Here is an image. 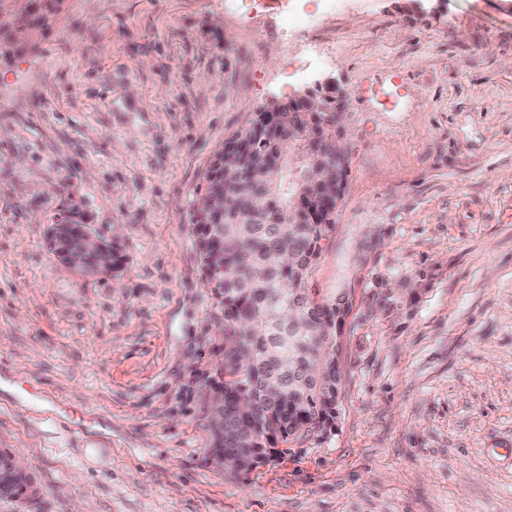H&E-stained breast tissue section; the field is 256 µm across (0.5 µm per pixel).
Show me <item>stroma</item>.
<instances>
[{
    "label": "stroma",
    "instance_id": "obj_1",
    "mask_svg": "<svg viewBox=\"0 0 512 512\" xmlns=\"http://www.w3.org/2000/svg\"><path fill=\"white\" fill-rule=\"evenodd\" d=\"M60 0L0 21V512H512V0ZM262 28L253 38L250 27ZM333 62L285 78L308 43ZM335 81L349 173L313 268L347 295L334 426L215 464L224 311L190 210L269 100ZM69 203L124 259L46 246ZM337 1L338 0H323V8L320 11L314 12H307L304 10L303 6L298 3L295 5L292 13L295 20L308 31L322 25L325 17L336 8ZM11 457L7 452H0V497L29 498L35 492V480L26 472L20 474L9 471Z\"/></svg>",
    "mask_w": 512,
    "mask_h": 512
}]
</instances>
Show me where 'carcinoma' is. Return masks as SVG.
Segmentation results:
<instances>
[{"mask_svg": "<svg viewBox=\"0 0 512 512\" xmlns=\"http://www.w3.org/2000/svg\"><path fill=\"white\" fill-rule=\"evenodd\" d=\"M58 0H0V16L22 28L47 20ZM288 153L278 162L276 145ZM228 148L240 165L224 172V151L204 174L202 198L224 200L220 213L192 211L206 286L224 307V430L212 432L219 449L243 460L241 470L273 450L277 437L321 428L336 417L338 327L350 309L347 295L321 302L309 288L313 265L335 226L293 206L298 193L319 199L317 169L346 163L336 153V112H306L293 102L271 113L259 131L247 128ZM0 452V497L26 499L34 478L9 471Z\"/></svg>", "mask_w": 512, "mask_h": 512, "instance_id": "obj_1", "label": "carcinoma"}]
</instances>
